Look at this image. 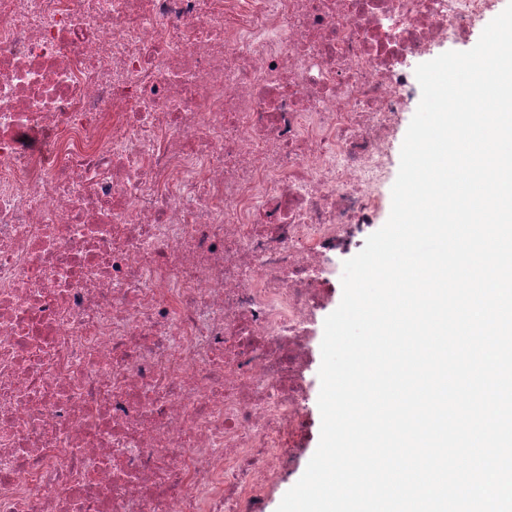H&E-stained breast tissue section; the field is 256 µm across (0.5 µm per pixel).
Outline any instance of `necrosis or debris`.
<instances>
[{
    "label": "necrosis or debris",
    "instance_id": "obj_1",
    "mask_svg": "<svg viewBox=\"0 0 512 512\" xmlns=\"http://www.w3.org/2000/svg\"><path fill=\"white\" fill-rule=\"evenodd\" d=\"M503 0H0V512H265L415 69Z\"/></svg>",
    "mask_w": 512,
    "mask_h": 512
}]
</instances>
